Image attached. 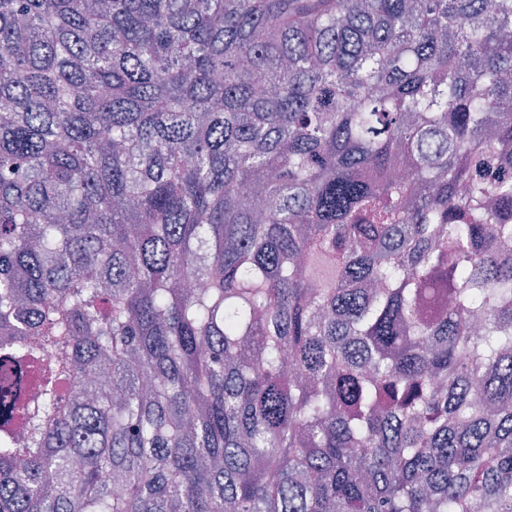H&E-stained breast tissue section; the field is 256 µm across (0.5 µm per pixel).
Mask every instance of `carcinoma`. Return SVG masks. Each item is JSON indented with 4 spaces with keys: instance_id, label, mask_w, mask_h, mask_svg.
<instances>
[{
    "instance_id": "cac0c4a2",
    "label": "carcinoma",
    "mask_w": 512,
    "mask_h": 512,
    "mask_svg": "<svg viewBox=\"0 0 512 512\" xmlns=\"http://www.w3.org/2000/svg\"><path fill=\"white\" fill-rule=\"evenodd\" d=\"M0 512H512V0H0Z\"/></svg>"
}]
</instances>
